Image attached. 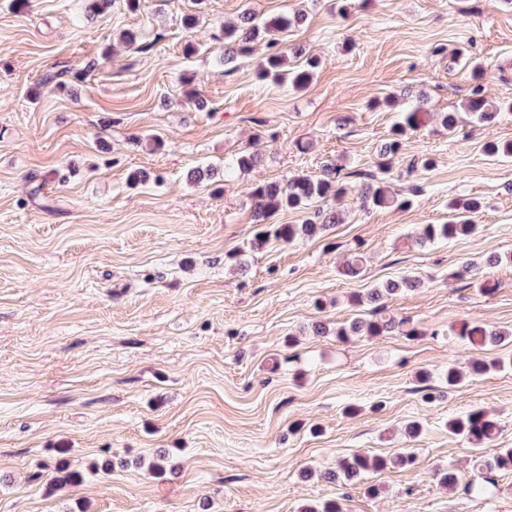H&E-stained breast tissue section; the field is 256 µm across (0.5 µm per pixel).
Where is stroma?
Wrapping results in <instances>:
<instances>
[{"instance_id":"1","label":"stroma","mask_w":512,"mask_h":512,"mask_svg":"<svg viewBox=\"0 0 512 512\" xmlns=\"http://www.w3.org/2000/svg\"><path fill=\"white\" fill-rule=\"evenodd\" d=\"M0 0V512H298L338 500L344 512H512V470L488 495L439 484L471 478L479 457L512 448V369L430 402L419 370L442 387L450 359L469 356L460 322L512 329V159L486 156L512 141V112L472 124L474 86L512 102V0H112L90 17L85 0H30L17 15ZM306 11L283 35L322 63L302 92L260 81L264 50L223 64L216 36L243 11ZM198 16L194 30L183 18ZM146 51H102L122 30ZM196 38L200 52L183 50ZM99 64L72 91L42 84L69 66ZM195 76L205 110L179 81ZM424 98L454 112L408 133L382 159L396 114ZM254 146L261 164L191 180ZM430 158L431 170L410 169ZM373 173L412 198L364 208L316 239L254 251L250 187L329 162ZM145 181L130 185L132 172ZM484 204L478 234L419 245L424 225L448 220L451 199ZM242 254L245 270L227 263ZM366 263L344 277L347 257ZM476 261L463 278L462 263ZM423 284L388 300L420 333L341 342L312 324L351 318L352 293L404 274ZM355 414H345V407ZM472 409L503 431L477 450L448 430ZM422 426L406 441L402 426ZM415 462L327 479L355 454ZM170 470L154 476L157 451ZM78 482L54 487L59 462ZM377 486L379 495L369 493Z\"/></svg>"}]
</instances>
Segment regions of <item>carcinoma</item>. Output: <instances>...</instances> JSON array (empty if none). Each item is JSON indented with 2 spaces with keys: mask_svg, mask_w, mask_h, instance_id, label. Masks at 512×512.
Listing matches in <instances>:
<instances>
[{
  "mask_svg": "<svg viewBox=\"0 0 512 512\" xmlns=\"http://www.w3.org/2000/svg\"><path fill=\"white\" fill-rule=\"evenodd\" d=\"M303 21L299 14L288 17L260 19L250 13H244L238 20L221 27L224 40V56L222 62L228 64L239 56H247L253 50V43L262 40L267 54L260 75L269 78L276 85L290 84L295 89L305 87L310 79V69L318 61L310 57L295 68H288L287 53L281 47L280 34ZM97 62L92 60L80 70L68 72L62 70L47 79H57V84L65 85L63 77L72 74V78L80 81L84 75L93 71ZM468 114L472 123L484 125L493 122L498 113L483 95L481 87L472 91L468 101ZM431 113L426 111L424 101L400 112L399 119L393 125L391 137L379 149V156L387 158L396 155L402 147V137L409 131L424 127ZM484 152L490 157H512V142L491 141L485 144ZM261 157L253 152L236 153L228 162V169L247 171L255 168ZM342 167L335 163L324 166L318 176L298 175L285 181L259 182L249 191L254 201L252 220L258 230L254 234L251 247L262 249L275 240H293L298 237L316 238L322 236L331 226L342 222L340 213L335 210L323 209L330 201H338L344 197L349 184L343 180ZM361 196L364 201L379 208L403 206L406 201L391 195L384 182L370 175L361 183ZM317 205L312 218L302 224H273L270 219L282 211H297ZM451 209L456 211L455 217L444 224H427L417 243L424 246L441 241H449L474 234L478 228L477 218L481 210V202L476 199L454 201ZM422 281L417 276L406 275L397 279L379 282L366 289L363 294L355 293L352 301L355 305H370L366 314H358L351 320L336 326V337L342 341L353 336H383L399 333L405 336H418L420 331L409 325V320L396 318L386 314V302L389 298L404 294L420 287ZM454 335L475 349L496 346L512 341V331L493 329L478 323L464 321L453 330ZM506 366V361H486L472 359L465 366L457 362L448 363L443 372V379L448 389L460 385L465 379L481 376L488 371ZM448 431L460 437L474 448H481L493 441L500 432L499 423L490 418L483 410H471L448 421ZM412 452L405 448L393 457L374 456L372 458L354 455L337 465L336 477L348 482L359 479L368 471H380L392 466H403L412 462ZM512 469V448H501L483 463V476L465 483L468 493L475 496L485 494L488 482L487 474Z\"/></svg>",
  "mask_w": 512,
  "mask_h": 512,
  "instance_id": "cac0c4a2",
  "label": "carcinoma"
}]
</instances>
